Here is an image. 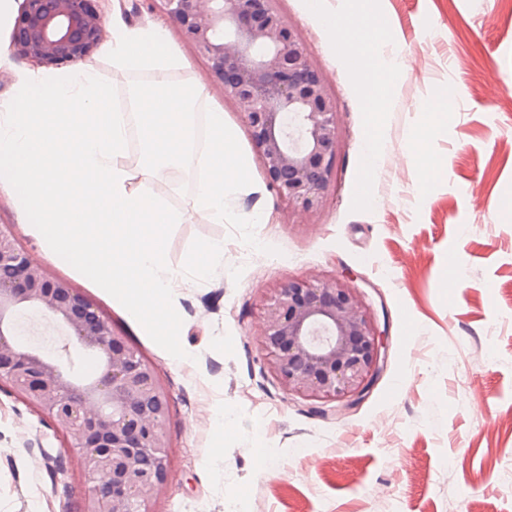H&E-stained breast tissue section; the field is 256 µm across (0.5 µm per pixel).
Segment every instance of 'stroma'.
Returning <instances> with one entry per match:
<instances>
[{"label": "stroma", "mask_w": 512, "mask_h": 512, "mask_svg": "<svg viewBox=\"0 0 512 512\" xmlns=\"http://www.w3.org/2000/svg\"><path fill=\"white\" fill-rule=\"evenodd\" d=\"M336 95L342 148L326 202L306 213L269 188L239 105L157 0H105L104 26H165L199 80L198 110L220 108L252 185L230 199L258 218L261 255L202 216L175 225L166 261L178 360L110 294L60 258L0 179V227L53 277L79 289L149 360L169 398L170 477L151 512H512V0H281ZM383 19L402 67L372 119L344 34ZM500 79L490 93L489 72ZM455 88L454 110L425 108ZM379 126L387 149L369 168ZM213 241L223 256L207 253ZM352 275L388 336L385 363L353 409L315 414L285 391L259 346L262 306L295 277ZM455 292H448V281ZM86 484L61 432L0 384V512H79Z\"/></svg>", "instance_id": "stroma-1"}]
</instances>
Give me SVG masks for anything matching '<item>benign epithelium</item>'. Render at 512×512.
<instances>
[{"instance_id":"benign-epithelium-1","label":"benign epithelium","mask_w":512,"mask_h":512,"mask_svg":"<svg viewBox=\"0 0 512 512\" xmlns=\"http://www.w3.org/2000/svg\"><path fill=\"white\" fill-rule=\"evenodd\" d=\"M102 0H20L12 54L47 68L87 59L103 38ZM167 19L206 62L224 100L243 107L265 178L290 207L316 209L336 181L339 113L330 90L280 0H159ZM33 310L65 340L97 359L74 370L69 345L51 354L16 339ZM261 346L283 389L348 409L382 369L387 336L371 304L344 275L289 278L263 305ZM50 416L79 450L88 484L81 512H149L168 484L162 435L168 396L153 366L69 282L49 276L0 229V382Z\"/></svg>"}]
</instances>
